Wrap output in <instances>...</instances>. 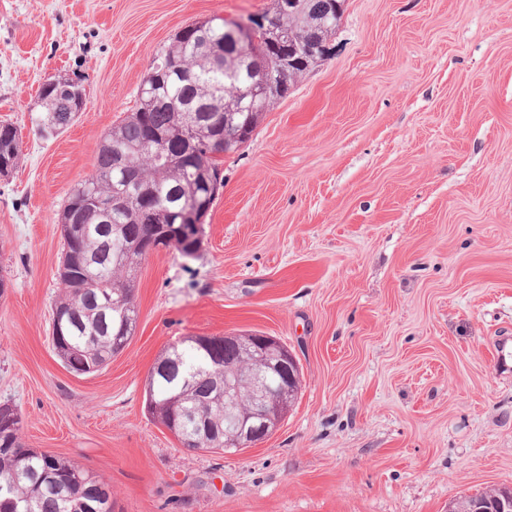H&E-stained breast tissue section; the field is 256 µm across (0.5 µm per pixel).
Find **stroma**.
Returning a JSON list of instances; mask_svg holds the SVG:
<instances>
[{
  "mask_svg": "<svg viewBox=\"0 0 512 512\" xmlns=\"http://www.w3.org/2000/svg\"><path fill=\"white\" fill-rule=\"evenodd\" d=\"M273 0H0V404L27 447L106 482L115 512H448L512 487V0H345L328 52L224 156L196 258L141 263L138 320L90 374L51 343L58 213L153 56L193 21ZM87 105L42 137L38 91ZM285 343L301 389L237 452L182 448L146 409L184 336ZM21 152L19 148L18 131L8 122L0 123V169L3 165L11 172L19 164Z\"/></svg>",
  "mask_w": 512,
  "mask_h": 512,
  "instance_id": "35a3bbf8",
  "label": "stroma"
}]
</instances>
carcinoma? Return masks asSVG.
Wrapping results in <instances>:
<instances>
[{"instance_id": "carcinoma-1", "label": "carcinoma", "mask_w": 512, "mask_h": 512, "mask_svg": "<svg viewBox=\"0 0 512 512\" xmlns=\"http://www.w3.org/2000/svg\"><path fill=\"white\" fill-rule=\"evenodd\" d=\"M342 7L326 10L323 0H299L292 13L279 11V0L269 14L277 17L273 32L259 34L238 45L225 43L226 22H213L198 44L174 38L159 52L168 62L161 74L154 69L143 77L135 112L107 131L95 158L92 172L70 190L67 203L81 204L80 221L61 227L62 255L58 266L60 281L52 315L67 319L69 329L58 347V355L77 352L75 362L101 369L120 353L115 339L134 334L138 310L134 295L137 271L146 254L162 245L182 257H197L202 242L205 214L189 218L195 229L170 237L173 215L183 210L199 179L207 177L224 187L221 156L224 147L216 142L209 125L192 122L183 112L180 99L191 96L204 103L208 113L224 120L225 106L240 89L248 88L273 64L268 46L277 41L303 49L313 40L325 42L335 32ZM266 108L237 112L234 124L255 128ZM43 121L57 133L69 124L66 113L56 111L55 100L44 106ZM168 135L162 146L149 142L152 133ZM188 138L198 146L196 163L184 161L181 146ZM122 150L156 197L147 203L133 198L121 209L102 216L89 197H110L122 191L125 182L113 170V155ZM21 158L18 131L8 122L0 123V166L17 168ZM240 376L241 398L250 404L247 383L249 366L240 351L214 336L207 348H199L184 337L179 355L167 351L153 366L146 404L149 414L167 430L174 429L187 412L223 430L224 402L215 399L224 386V369ZM188 450H225L224 439L215 440L203 432L175 433ZM15 451L0 452V501L10 498L32 504V512H68V498L80 496L99 512H114L112 490L104 481L83 471L77 464L56 455L46 456L27 448L17 434L11 441ZM499 496L490 489L453 499V512H471L474 504Z\"/></svg>"}]
</instances>
